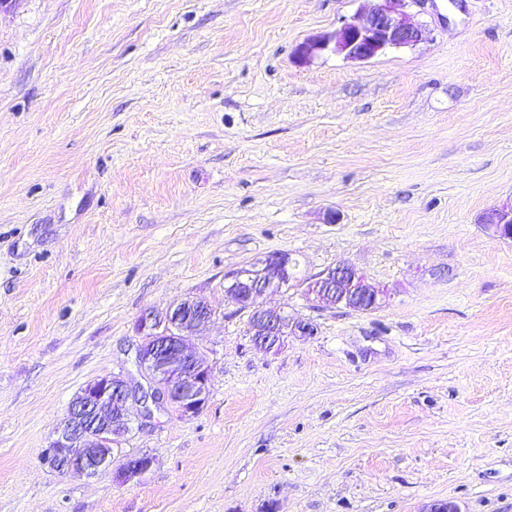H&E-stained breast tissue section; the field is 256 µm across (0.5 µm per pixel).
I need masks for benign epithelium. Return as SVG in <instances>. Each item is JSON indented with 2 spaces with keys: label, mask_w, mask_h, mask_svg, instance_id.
<instances>
[{
  "label": "benign epithelium",
  "mask_w": 512,
  "mask_h": 512,
  "mask_svg": "<svg viewBox=\"0 0 512 512\" xmlns=\"http://www.w3.org/2000/svg\"><path fill=\"white\" fill-rule=\"evenodd\" d=\"M424 2L375 0L373 6L360 10L335 30L300 44L296 58L307 61L323 53H336L364 63L391 49L413 46L423 39L425 27L414 19L410 8H421ZM481 223L488 235L512 240V203L486 212ZM296 266L292 254L280 251L224 277L225 295L251 310L249 331L254 344L263 350L280 347L288 336L315 334L312 323L265 309L261 304L265 294L293 280ZM303 284L308 299L357 311L376 309L390 297L388 288L369 283L362 271L349 265L328 268ZM211 316L208 305L197 300L141 314L135 323L138 341L134 347V366L140 381L112 375L88 382L58 424L55 440L43 450V461L61 473L94 476L112 465L109 436L128 433L132 418L146 422L161 411L182 417L197 415L208 403L212 377L189 340ZM88 413L100 418L104 428L79 424ZM153 464L154 457L147 452L128 456L113 470V480L127 484Z\"/></svg>",
  "instance_id": "7a95c632"
}]
</instances>
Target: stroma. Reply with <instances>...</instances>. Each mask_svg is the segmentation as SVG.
Segmentation results:
<instances>
[{"instance_id":"stroma-1","label":"stroma","mask_w":512,"mask_h":512,"mask_svg":"<svg viewBox=\"0 0 512 512\" xmlns=\"http://www.w3.org/2000/svg\"><path fill=\"white\" fill-rule=\"evenodd\" d=\"M361 0L0 6V512H512V0H426L418 44L362 64L297 46ZM335 223H328V214ZM289 251L263 351L224 276ZM348 264L392 292L305 297ZM205 302L196 416L134 424L119 486L40 454L134 324ZM481 223L488 235L512 240V203L486 212ZM154 461V457L147 452L128 456L113 470V480L119 485L134 481L149 471Z\"/></svg>"}]
</instances>
